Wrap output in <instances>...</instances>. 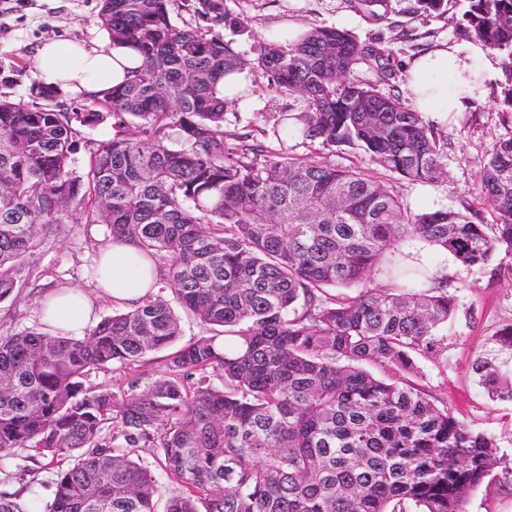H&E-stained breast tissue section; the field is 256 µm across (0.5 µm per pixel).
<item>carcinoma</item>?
I'll use <instances>...</instances> for the list:
<instances>
[{
  "label": "carcinoma",
  "mask_w": 512,
  "mask_h": 512,
  "mask_svg": "<svg viewBox=\"0 0 512 512\" xmlns=\"http://www.w3.org/2000/svg\"><path fill=\"white\" fill-rule=\"evenodd\" d=\"M172 2L101 0L102 25L143 64L80 112L39 79L27 102L3 83L0 301L20 287L44 235L71 220L104 224L109 242L153 260L160 293L82 337L36 328L0 336V453L75 458L57 473L47 512H155L158 483L127 448L158 449L181 486L165 512H466L500 463L495 439L418 382V361L448 351L455 303L393 253L419 240L470 268L512 251V137L493 143L479 174L497 223L454 208L416 211L372 175L285 146L362 149L400 180L439 182L431 125L354 77L364 64L395 78L390 54L313 26L295 42L258 40L246 61L215 30L224 0H196L199 24L184 27ZM466 2L471 35L507 59L512 107V0ZM350 4L377 20L388 11V0ZM415 4L420 14L447 11V0ZM245 67L306 103L280 113L276 148L225 131L229 102L217 86ZM109 118L112 138L85 144L88 168L71 169L78 127ZM373 273L385 284L367 286ZM173 301L209 327L176 350ZM163 350L165 370L143 386L85 382L91 370ZM472 371L512 398L501 365L478 358Z\"/></svg>",
  "instance_id": "carcinoma-1"
}]
</instances>
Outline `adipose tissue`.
<instances>
[{
    "instance_id": "1",
    "label": "adipose tissue",
    "mask_w": 512,
    "mask_h": 512,
    "mask_svg": "<svg viewBox=\"0 0 512 512\" xmlns=\"http://www.w3.org/2000/svg\"><path fill=\"white\" fill-rule=\"evenodd\" d=\"M480 43L460 51L445 46L412 60L408 66L413 109L433 126L456 122L473 107L475 75L472 61L483 54ZM142 63L133 49L104 38L87 48L70 41L45 42L38 50L41 80L70 93L101 97L122 84ZM98 269L93 286L101 295L121 305H130L157 290L155 266L131 246L112 243L95 260ZM98 320V309L86 292L62 287L51 293L41 312L46 332L84 335Z\"/></svg>"
}]
</instances>
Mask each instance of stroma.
I'll return each mask as SVG.
<instances>
[{"label": "stroma", "mask_w": 512, "mask_h": 512, "mask_svg": "<svg viewBox=\"0 0 512 512\" xmlns=\"http://www.w3.org/2000/svg\"><path fill=\"white\" fill-rule=\"evenodd\" d=\"M388 4L385 19L376 21L352 9L349 0H224L230 16L250 19L252 30L243 33L228 24L221 33L241 57L251 59L258 39L281 22L344 29L359 43L388 50L396 72L394 79L383 82L362 65L356 78L377 85L381 92L399 93L407 103L411 100L404 68L407 60L439 43L470 44L462 17L466 3L448 0V10L440 16L415 13V0H388ZM99 11L100 0H0V79L12 80L14 98H25L30 83L37 79L35 54L45 40L98 43L103 30ZM473 68L482 78L485 96L458 122L439 129L447 178L435 188L442 207L468 209L476 223L492 224L496 217L483 202L479 174L493 142L512 136V109L501 102L502 55L485 51L474 59ZM304 107L299 95L274 91L260 81L251 106L241 110L239 121L229 122L228 127L233 130L241 124L257 137L268 138L279 113ZM108 240L102 224L61 225L40 250L27 256L28 280L0 302V336L40 327L42 300L56 284L91 291L89 270ZM448 292L455 298V318L447 356L422 361L421 384L443 398L458 420L492 434L504 460L471 493L467 512H512V401L490 398L471 369L474 360L483 357L512 370V347L502 340L512 328V252L498 251L481 268L451 264ZM163 360V354L157 353L138 366L94 369L86 382L123 390L134 377L148 380L159 375ZM71 462V457L52 458L35 448L14 449L0 457V492L16 493L27 512H46L56 474Z\"/></svg>", "instance_id": "35a3bbf8"}]
</instances>
